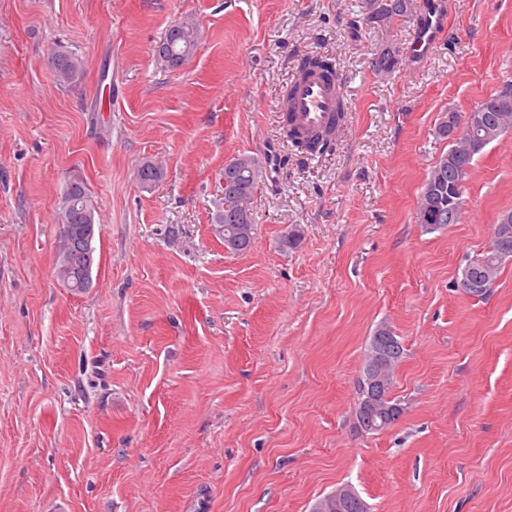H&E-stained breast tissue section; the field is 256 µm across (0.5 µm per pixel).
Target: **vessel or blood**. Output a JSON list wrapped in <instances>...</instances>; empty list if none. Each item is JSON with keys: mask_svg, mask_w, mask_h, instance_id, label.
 Segmentation results:
<instances>
[{"mask_svg": "<svg viewBox=\"0 0 512 512\" xmlns=\"http://www.w3.org/2000/svg\"><path fill=\"white\" fill-rule=\"evenodd\" d=\"M447 32L446 0H421L411 42L415 61L426 60ZM348 109L340 75L319 69L296 72L281 106L293 134L301 138L336 137L343 127L341 114Z\"/></svg>", "mask_w": 512, "mask_h": 512, "instance_id": "obj_1", "label": "vessel or blood"}]
</instances>
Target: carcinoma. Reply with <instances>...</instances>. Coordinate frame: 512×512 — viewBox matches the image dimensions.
Segmentation results:
<instances>
[{
  "label": "carcinoma",
  "instance_id": "cac0c4a2",
  "mask_svg": "<svg viewBox=\"0 0 512 512\" xmlns=\"http://www.w3.org/2000/svg\"><path fill=\"white\" fill-rule=\"evenodd\" d=\"M373 12L378 18L391 19L406 9L404 0H371ZM198 33L195 25L185 20L173 24L166 29L163 37L154 48L157 63L167 69L180 68L196 51ZM51 65L55 70L56 80L61 86H69L76 82L83 73L84 61L74 52L59 50L51 54ZM487 105L488 118L501 127V133L512 128V99L504 100L493 94L483 100ZM162 172L159 167L145 163L138 170V181L145 188H151L160 181ZM262 178L260 161L251 155H240L224 165V191H231L242 199V208L234 214L221 209L216 211L214 223L224 225L221 239L224 247L234 253L249 251L256 239L255 216L252 201L259 189ZM452 181L448 169L436 164L430 170L420 192L416 210L426 204V192L437 188L448 193V184ZM98 204L88 192L83 181L74 179L68 182L61 193L57 205V223L72 226L69 237L61 238L59 251L56 255L55 273L61 285L72 293H82L90 285L92 272L87 267L86 256L95 254L89 247L99 234L96 222ZM504 261L499 259L498 252L487 249L478 256L473 276L487 280V289L494 288L500 277ZM404 358V348L389 325H378L369 342L365 346V358L361 371L371 365L380 367L388 373L387 394H392L394 374L397 365ZM326 503L325 512H364V509L353 499H343L336 503L322 498Z\"/></svg>",
  "mask_w": 512,
  "mask_h": 512
}]
</instances>
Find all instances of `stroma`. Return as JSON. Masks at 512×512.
<instances>
[{"label":"stroma","mask_w":512,"mask_h":512,"mask_svg":"<svg viewBox=\"0 0 512 512\" xmlns=\"http://www.w3.org/2000/svg\"><path fill=\"white\" fill-rule=\"evenodd\" d=\"M447 2L418 66L416 9L379 21L368 0H0V512H311L341 484L370 512H512V261L486 298L454 286L512 209V132L477 158L461 223L414 219L447 111L512 80V0ZM185 19L196 52L160 68ZM56 47L85 61L72 85ZM312 53L350 106L313 158L276 110ZM273 142L255 244L227 252L224 165ZM75 178L100 224L80 295L55 276ZM382 323L404 412L366 434L357 379ZM197 46V29L191 21L185 20L166 29L154 48V57L161 67L176 70L195 53Z\"/></svg>","instance_id":"stroma-1"}]
</instances>
